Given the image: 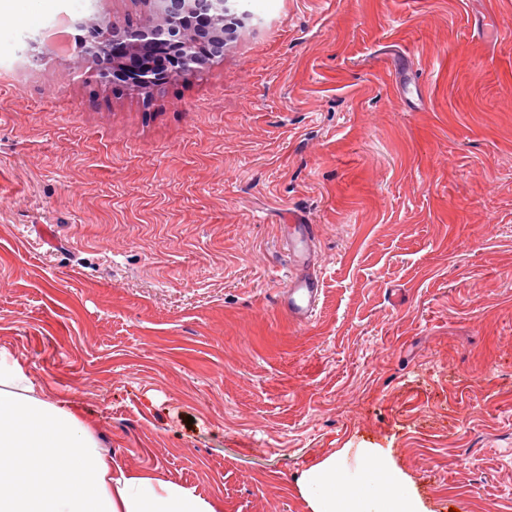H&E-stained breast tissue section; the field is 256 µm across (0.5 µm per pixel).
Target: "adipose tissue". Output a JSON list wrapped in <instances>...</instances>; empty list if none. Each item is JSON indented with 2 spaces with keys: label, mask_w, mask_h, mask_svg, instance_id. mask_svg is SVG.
I'll list each match as a JSON object with an SVG mask.
<instances>
[{
  "label": "adipose tissue",
  "mask_w": 512,
  "mask_h": 512,
  "mask_svg": "<svg viewBox=\"0 0 512 512\" xmlns=\"http://www.w3.org/2000/svg\"><path fill=\"white\" fill-rule=\"evenodd\" d=\"M357 467L330 455L299 481L310 512H426L407 478L379 448ZM80 492H67L71 478ZM0 512H217L210 499L150 472L113 468L83 409L38 387L0 348Z\"/></svg>",
  "instance_id": "1"
}]
</instances>
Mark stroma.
Segmentation results:
<instances>
[{"mask_svg":"<svg viewBox=\"0 0 512 512\" xmlns=\"http://www.w3.org/2000/svg\"><path fill=\"white\" fill-rule=\"evenodd\" d=\"M236 2L223 62L147 104L45 34L146 0H0V347L222 512H309L346 448L427 512H512V0ZM290 218L291 255L298 272L288 278L280 303L293 323L305 325L311 321L321 294L319 277L312 271L316 226L297 215Z\"/></svg>","mask_w":512,"mask_h":512,"instance_id":"1","label":"stroma"}]
</instances>
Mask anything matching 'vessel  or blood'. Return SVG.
Masks as SVG:
<instances>
[{
    "label": "vessel or blood",
    "instance_id": "vessel-or-blood-1",
    "mask_svg": "<svg viewBox=\"0 0 512 512\" xmlns=\"http://www.w3.org/2000/svg\"><path fill=\"white\" fill-rule=\"evenodd\" d=\"M291 229V255L297 271L289 277L280 303L293 323L305 325L310 322L321 294L319 277L312 270L316 227L295 215L291 218Z\"/></svg>",
    "mask_w": 512,
    "mask_h": 512
}]
</instances>
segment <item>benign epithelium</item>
I'll return each mask as SVG.
<instances>
[{
    "mask_svg": "<svg viewBox=\"0 0 512 512\" xmlns=\"http://www.w3.org/2000/svg\"><path fill=\"white\" fill-rule=\"evenodd\" d=\"M159 22L123 27L96 17L87 19L84 42L96 56L99 84L151 101L154 92L174 79L198 75L224 59V51L204 58L199 46L211 37L212 6L222 0H147Z\"/></svg>",
    "mask_w": 512,
    "mask_h": 512,
    "instance_id": "benign-epithelium-1",
    "label": "benign epithelium"
}]
</instances>
